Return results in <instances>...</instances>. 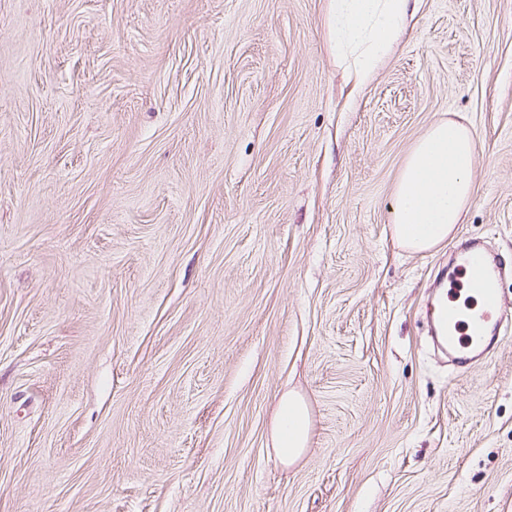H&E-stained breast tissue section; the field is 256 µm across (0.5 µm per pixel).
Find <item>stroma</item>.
Instances as JSON below:
<instances>
[{
	"label": "stroma",
	"mask_w": 512,
	"mask_h": 512,
	"mask_svg": "<svg viewBox=\"0 0 512 512\" xmlns=\"http://www.w3.org/2000/svg\"><path fill=\"white\" fill-rule=\"evenodd\" d=\"M327 6L0 0V512H512V328L439 363L391 223L450 117L512 257V0H417L356 95ZM308 434V417L302 400L292 394L280 399L273 430L274 448L284 460L296 458L304 448Z\"/></svg>",
	"instance_id": "stroma-1"
}]
</instances>
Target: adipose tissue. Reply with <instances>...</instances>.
Instances as JSON below:
<instances>
[{
  "label": "adipose tissue",
  "instance_id": "adipose-tissue-1",
  "mask_svg": "<svg viewBox=\"0 0 512 512\" xmlns=\"http://www.w3.org/2000/svg\"><path fill=\"white\" fill-rule=\"evenodd\" d=\"M410 0H328L329 48L346 65L354 89H363L405 27ZM475 143L452 118L434 122L410 151L397 180L392 207L395 238L425 252L451 240L474 191ZM308 417L302 400L282 396L273 430L279 457L288 461L304 448Z\"/></svg>",
  "mask_w": 512,
  "mask_h": 512
}]
</instances>
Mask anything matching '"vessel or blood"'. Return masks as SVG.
<instances>
[{"label": "vessel or blood", "instance_id": "1", "mask_svg": "<svg viewBox=\"0 0 512 512\" xmlns=\"http://www.w3.org/2000/svg\"><path fill=\"white\" fill-rule=\"evenodd\" d=\"M459 259L448 278L467 282L482 304V311L466 321H459L453 301L443 302L433 326L438 348L455 366H473L489 358L499 346L502 334L512 325V305L500 289L506 276L512 275V262L492 252L478 238L461 241Z\"/></svg>", "mask_w": 512, "mask_h": 512}]
</instances>
